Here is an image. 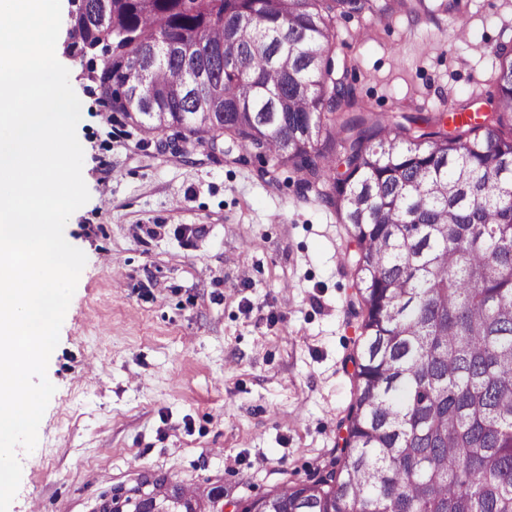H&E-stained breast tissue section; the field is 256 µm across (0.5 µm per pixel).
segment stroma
I'll list each match as a JSON object with an SVG mask.
<instances>
[{
	"label": "stroma",
	"instance_id": "obj_1",
	"mask_svg": "<svg viewBox=\"0 0 512 512\" xmlns=\"http://www.w3.org/2000/svg\"><path fill=\"white\" fill-rule=\"evenodd\" d=\"M347 81L376 112L491 111L493 52L512 0H425L335 23ZM89 201L64 237L80 274L47 367L33 451L18 450L8 512H95L146 474L253 499L307 480L335 453L360 331L349 241L333 209L258 161L211 158L125 124L69 58Z\"/></svg>",
	"mask_w": 512,
	"mask_h": 512
}]
</instances>
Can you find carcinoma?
<instances>
[{"mask_svg":"<svg viewBox=\"0 0 512 512\" xmlns=\"http://www.w3.org/2000/svg\"><path fill=\"white\" fill-rule=\"evenodd\" d=\"M98 2L81 0L69 49L109 53L88 78L112 110L293 168L354 245L342 445L237 512H512V48L494 51L483 122L448 127L464 105L393 122L333 58L336 18L377 0H112L110 29L91 20ZM220 494L175 491L182 512Z\"/></svg>","mask_w":512,"mask_h":512,"instance_id":"obj_1","label":"carcinoma"}]
</instances>
